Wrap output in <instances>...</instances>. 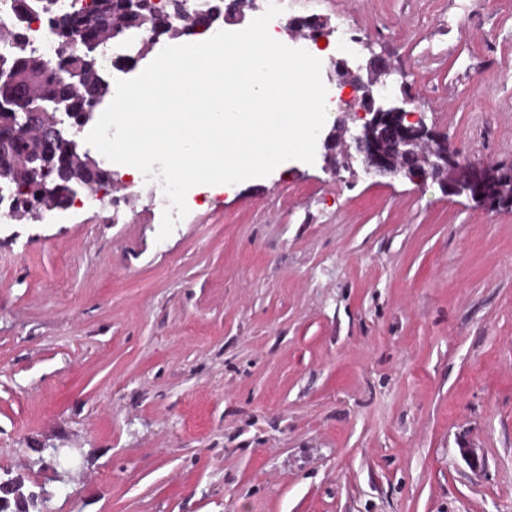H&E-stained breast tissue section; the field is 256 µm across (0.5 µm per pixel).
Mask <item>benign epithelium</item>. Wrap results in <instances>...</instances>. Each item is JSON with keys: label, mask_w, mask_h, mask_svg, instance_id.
Here are the masks:
<instances>
[{"label": "benign epithelium", "mask_w": 512, "mask_h": 512, "mask_svg": "<svg viewBox=\"0 0 512 512\" xmlns=\"http://www.w3.org/2000/svg\"><path fill=\"white\" fill-rule=\"evenodd\" d=\"M303 28L307 30L305 39L316 45H328L329 36L335 32L327 21L315 16L307 18ZM333 70L336 80L349 87L346 112H353L363 120L353 140L367 174L401 173L393 161L373 144V131L383 123L403 152L414 155L431 177L444 181L449 191L467 193L490 206L502 198L512 197V173L502 172L494 166L460 162L457 151L448 145L447 139L431 136L422 118L406 110L407 99L394 96L388 88L386 77L391 74V67L385 58L374 55L355 71L349 69L345 61L338 60L334 62ZM32 102L36 106L24 113L13 127L0 130V143L33 139L37 141L39 150L47 153L52 148L58 126L62 124L58 114L69 113V105L60 99L52 101V114L46 117L45 106L39 103V97H33ZM346 133L345 121L341 120L323 140L325 157L335 176L352 165L350 146L336 151Z\"/></svg>", "instance_id": "7a95c632"}]
</instances>
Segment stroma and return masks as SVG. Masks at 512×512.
<instances>
[{
    "label": "stroma",
    "instance_id": "35a3bbf8",
    "mask_svg": "<svg viewBox=\"0 0 512 512\" xmlns=\"http://www.w3.org/2000/svg\"><path fill=\"white\" fill-rule=\"evenodd\" d=\"M292 13L387 59L461 159L512 166V0ZM324 154L191 188L161 242L118 164L129 207L0 221V472L50 512H512V207Z\"/></svg>",
    "mask_w": 512,
    "mask_h": 512
}]
</instances>
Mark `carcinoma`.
Here are the masks:
<instances>
[{
  "mask_svg": "<svg viewBox=\"0 0 512 512\" xmlns=\"http://www.w3.org/2000/svg\"><path fill=\"white\" fill-rule=\"evenodd\" d=\"M234 8L235 0H163L149 5L140 0H92L89 7L82 5L81 0H74L67 8L60 0H14L15 11L47 21L61 43L75 26L86 29L92 38H98V31L92 24L94 17L117 24L124 39L142 33L146 24L151 27L156 43L164 36L175 39L193 33L195 16L201 17L208 29L234 14ZM177 18H184L187 23L178 26L175 24ZM10 43L12 54L3 59L5 71L4 76H0V128L12 126L16 117L27 109L26 99L21 97L27 87L15 86L10 80L13 74L34 76L39 85L38 95L44 103L58 97L67 99L81 125L86 124L83 116L96 102L111 93L110 85L99 79L101 59L98 51L77 50L61 55L55 70L43 74L40 71L42 58L29 51L20 29L11 30ZM71 71L82 75L83 84L78 92L73 91L65 79ZM21 156H31L34 161L20 169L17 158ZM1 176L9 177L24 189L25 202H34L43 210L63 206L74 190L88 191L95 184L109 181L111 173L96 163L90 165L72 157L69 138L62 132L48 159L37 157L35 144L27 139L0 144ZM15 484L20 489L21 499L15 500L11 493L3 494L0 512H41L39 499L30 494L24 480L18 476Z\"/></svg>",
  "mask_w": 512,
  "mask_h": 512,
  "instance_id": "obj_1",
  "label": "carcinoma"
}]
</instances>
